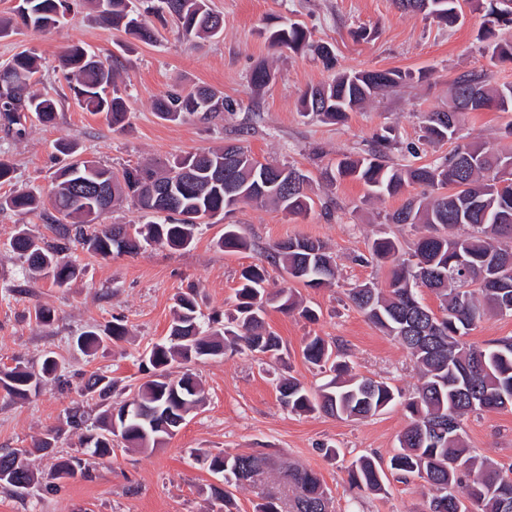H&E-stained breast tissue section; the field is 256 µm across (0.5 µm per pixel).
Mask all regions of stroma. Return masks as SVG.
<instances>
[{
	"label": "stroma",
	"mask_w": 512,
	"mask_h": 512,
	"mask_svg": "<svg viewBox=\"0 0 512 512\" xmlns=\"http://www.w3.org/2000/svg\"><path fill=\"white\" fill-rule=\"evenodd\" d=\"M208 4L224 17L223 35L208 41L186 38L169 18L155 21V43H143L103 24L90 0H73L66 20L57 27H23L0 38V65L21 51L33 52L41 66L31 80L32 91L59 103L52 124L29 121L20 139L0 132V160L14 168L12 180L0 183V199L21 188L48 195L56 173L69 161L61 149L65 143L75 145L86 159L119 169L147 161L170 164L237 136L255 157L292 164L308 174L309 193L317 206L303 219L288 218L271 205L240 208L230 221L252 243L244 252L218 248V224L201 225L186 249L146 245L133 254L103 259L77 248L69 257L81 273L66 288L30 279L9 250L10 239L21 230L50 237L42 212L0 210V367L20 362L37 370L51 356L59 375L70 382L65 389L48 383L27 400L10 399L0 390V448L34 447L53 430L58 454L79 450L80 434L67 426V409L77 404L92 417L100 411L97 400L81 392L82 375L102 371L117 379V400L140 385L146 378L141 355L166 339L174 298L188 288H196L203 314L221 312L234 301L242 269L262 264L268 271V290L293 286L318 319L311 322L295 312L268 309L265 321L288 350L284 360L228 350L191 364L205 401L162 447L138 450L114 440L111 457L96 461L92 478L78 475L58 491L34 489L22 498L0 489V512H217L219 505L209 490L216 478L198 461L200 449L269 454L278 462L255 484L230 488L231 512H255L262 492L281 485L283 464L320 477L330 512H422L428 493L422 479L404 483L391 474L379 493L357 488L349 480L355 459L386 461L398 451V436L409 423L403 405L360 420L297 414L281 405L278 386L290 376L311 390L322 384L319 368L302 354L304 339L319 335L348 349L354 373L386 381L406 397L415 392L420 375L410 355L352 306L348 292L362 283L387 288L388 264L371 257L375 238H395L408 252L427 229L385 223V214L400 208L404 196L372 200L362 183L347 179L331 187L322 173L343 154L366 153L376 136L386 132L393 139L394 163L418 166L443 157L452 145L424 139L425 114L447 108L449 82L462 71L484 69L494 82L512 83V61L492 58L480 40L485 17L473 0H464V20L452 28L420 14L402 13L393 0ZM283 22L300 23L314 43L331 45L335 68L324 67L313 52L271 46L267 32ZM74 44L89 48L119 71L128 104L123 128H113L105 115L75 103L59 69L60 56ZM261 63L269 66L272 78L257 88L250 73ZM392 68L423 70L427 77L379 95L341 123L322 121L301 109L303 92L330 82L339 71ZM198 86L235 101V110L209 123L158 118L154 101L160 94ZM511 121L509 113L474 112L460 133L467 140L500 147L507 143L505 128ZM289 238L317 239L330 248L338 265L331 287L312 289L290 282L283 268L272 264L270 246ZM40 308L51 310V324L36 320ZM116 318L128 329L123 340L90 355L73 348L74 337L104 328ZM463 429L473 455L512 468V409L468 415Z\"/></svg>",
	"instance_id": "1"
}]
</instances>
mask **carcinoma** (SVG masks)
Listing matches in <instances>:
<instances>
[{
	"label": "carcinoma",
	"instance_id": "1",
	"mask_svg": "<svg viewBox=\"0 0 512 512\" xmlns=\"http://www.w3.org/2000/svg\"><path fill=\"white\" fill-rule=\"evenodd\" d=\"M486 1V15L495 16L485 28L491 54L512 60V37H499V29L512 30V6L502 0ZM103 22L122 26L145 43L156 41L149 16L174 18L185 33L215 38L224 32V17L213 12L206 0H94ZM404 13L422 14L453 27L463 18L460 0H394ZM70 0H19L15 8L21 23L35 28L59 25V11L70 9ZM308 31L297 23L284 24L269 34L273 46L297 50L309 41ZM61 68L84 110L104 113L112 125H121L127 114L126 100L119 93L110 63L91 50L75 45L61 57ZM38 69L37 57L22 51L0 66V126L22 137L27 121L34 117L51 123L57 104L51 98L29 91ZM412 73L398 69L345 72L331 82L312 86L302 95L303 111L326 121H340L347 112L364 105L377 94L398 87ZM452 105L430 112L424 119V137L431 143L455 142L440 162L418 167H399L389 162L391 139L379 135L364 155H345L336 167L325 171L332 184L342 178L362 182L376 197L398 196L407 187L430 189L421 198L408 197L398 210L386 216L389 224H424L433 229L418 239L413 253L404 258L391 237L373 240L371 255L391 261L389 290L384 293L363 283L348 293L349 301L385 335L396 340L422 373V383L405 402L410 422L398 437L399 451L390 458V469L407 481L419 477L429 486L425 512H512V478L491 462L476 461L461 435V418L481 414L485 403L494 411L512 408V337L480 347L466 336L490 313L512 316V193L501 194L496 180L501 168L512 161V147L498 149L485 143L459 142L458 131L472 112L495 109L512 112V85H499L484 70L458 73L451 81ZM230 104L215 91L199 87L184 92L170 90L155 102L159 117L177 122L187 116L202 120L217 117ZM235 157L224 174L225 149L190 152L162 169L124 167L113 170L90 160H77L57 172L49 203L54 213H44L52 236L34 238L18 232L10 242L12 251L24 259L32 274L49 277L65 288L80 273L62 253L79 245L102 258L133 253L141 243L189 247L200 221L227 216L242 205L272 203L286 215L304 217L314 207L306 192L308 176L293 165H275L256 159L235 138ZM100 186L98 196L87 191ZM131 200L148 214H163L161 222L149 221L124 242L118 237L128 224H105L90 229L112 206ZM20 214L43 205L30 190H17L0 201ZM466 232L461 233L459 229ZM217 245L226 252L247 250L250 243L236 226H224ZM270 256L280 262L289 278L308 288H324L336 276V261L319 240L288 239L275 243ZM266 269L251 265L240 274L232 309L208 317L202 324L196 291L179 293L173 306L168 339L147 351L141 365L149 379L128 400L112 402L116 381L104 373L91 374L83 391L100 401L103 411L97 425L83 435V445L92 457L112 453V436L130 448L154 449L180 430L192 410L204 402L196 376L186 371L172 376L174 363L190 364L208 356L224 354L227 346L243 345L251 352L278 355L279 337L265 326L264 315L273 307L298 312L314 321L316 313L302 305L290 288L269 292L264 288ZM422 284L440 301L439 312L425 305L416 288ZM126 326L115 319L104 331L95 328L76 338L77 348L88 355L106 340L119 341ZM303 356L327 373V381L311 392L296 378L283 380L280 400L299 414L324 413L338 418H366L396 403L402 394L387 382L350 374L346 352L337 342L310 336ZM57 362L46 357L41 369L19 364L0 368V388L13 399L25 400L39 393L47 380L56 383ZM57 435H47L33 448L0 450V473L13 469L33 485L40 474L30 469L27 456L40 453L53 459L51 469L92 477L87 460L55 453ZM203 464L229 486L251 484L270 469L264 454H213L199 452ZM353 485L379 493L386 474L379 462L360 457L349 471ZM291 495L288 502L268 494L256 512H328V498L316 473L287 468L284 472ZM42 485V484H40ZM45 491L58 486L42 485Z\"/></svg>",
	"mask_w": 512,
	"mask_h": 512
}]
</instances>
